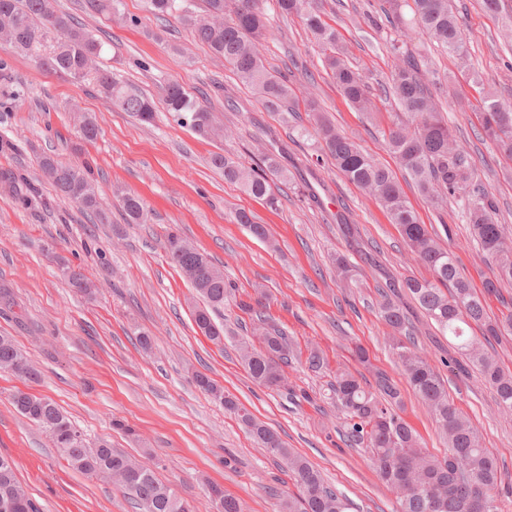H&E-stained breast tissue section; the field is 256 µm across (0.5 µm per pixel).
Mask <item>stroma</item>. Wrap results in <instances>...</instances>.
Returning <instances> with one entry per match:
<instances>
[{"instance_id": "35a3bbf8", "label": "stroma", "mask_w": 512, "mask_h": 512, "mask_svg": "<svg viewBox=\"0 0 512 512\" xmlns=\"http://www.w3.org/2000/svg\"><path fill=\"white\" fill-rule=\"evenodd\" d=\"M118 12H99L88 0H58L102 44L99 61L124 83L157 101L153 123L112 110L92 85L46 71L35 59L0 50V139L12 150L0 152V173L24 178L39 204L16 202L0 185V285L9 288V306L0 309V335L12 337L41 374L25 384L0 370V455L16 473L40 512H134L124 487L106 475L89 476L70 468L48 434L17 413L14 393L30 389L54 401L79 426L89 443L113 448L153 469L195 512H215L208 483L223 485L244 512H279L296 485L281 458L262 448L234 416L195 383L203 373L234 394L287 448L306 458L349 500V512H392L395 498L381 482L369 453L350 444L346 419L336 405V371H348L374 386L373 369L401 387L402 415L426 452L443 456L446 441L422 402L406 387L382 320L379 286L406 277L432 279L390 224L379 203L337 174L322 155L306 113L268 110L242 86L189 27L155 21L146 0H120ZM383 0H324V19L340 36L348 61L371 87L387 82L395 65L392 41L404 42L422 60L430 82L447 86L443 112L466 143L482 184L497 198L500 221L512 228V158L480 139L476 108L482 88H493L512 105V42L501 32L512 0L499 13L481 0H452L471 58L460 69L454 58L434 47L420 26L374 28L364 22L379 14ZM269 19L261 54L272 70L289 73L299 96L317 97L337 126L375 160L393 165L383 133L397 112L388 99L373 97L371 113L354 110L325 73L320 48L297 17H282L264 0ZM312 80H304L303 72ZM179 81L208 105L228 129L221 139L197 135L162 105V89ZM95 118L100 135L83 145L74 112ZM285 150L280 163L288 184L277 209L225 181L210 164L213 153L230 155L248 167L260 164L271 142ZM75 163L94 161L101 202L111 214L93 223L80 207L39 180L42 154ZM313 162L328 188L323 207L309 205L299 172ZM138 195L148 211L144 224L126 223L115 189ZM407 197L424 224L433 226L474 287L491 277L489 260L471 240L455 202L432 208L412 187ZM252 212L267 239L237 224V211ZM357 224L371 260L351 255L352 278L339 280L332 260L347 246L337 213ZM178 227L194 247L211 257L235 289L214 319L228 335L215 345L197 329L192 311L200 299L169 265L165 235ZM81 266L96 285L92 297L67 288L62 263ZM265 293L270 323L284 328L293 353L281 387L252 381L237 351L250 322L240 305ZM406 308L417 348L429 356L449 399L478 428L483 445L501 471L498 504L512 512V415L499 411L493 391L477 371L449 369L450 337L442 335L414 303ZM148 333L150 349L138 337ZM366 349L371 368L353 357ZM323 352L326 372L308 370L310 350Z\"/></svg>"}]
</instances>
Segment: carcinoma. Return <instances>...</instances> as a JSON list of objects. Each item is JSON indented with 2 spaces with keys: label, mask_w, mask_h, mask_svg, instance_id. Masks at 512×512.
Instances as JSON below:
<instances>
[{
  "label": "carcinoma",
  "mask_w": 512,
  "mask_h": 512,
  "mask_svg": "<svg viewBox=\"0 0 512 512\" xmlns=\"http://www.w3.org/2000/svg\"><path fill=\"white\" fill-rule=\"evenodd\" d=\"M203 2L202 13L194 14L183 9L177 0H147L150 13L157 19L172 17L189 26L195 39L222 57L240 83L254 90L267 109L274 112L285 107L293 109L298 101L290 80L270 71L260 56L259 43L267 28L262 0ZM275 6L282 16L294 15L303 20L322 49L326 73L346 101L357 111H369L372 88L342 58L338 33L321 19L322 0H275ZM405 6L411 9L413 20L430 41L462 63L469 62L460 18L449 8L448 0H386L384 18L391 23L403 20ZM48 44L50 51L41 57L45 70L87 81L112 108L128 112L143 122L153 119L155 108L148 97L120 81L112 70L94 65L102 50L100 41L70 13L61 10L56 0H0L1 49L29 54ZM391 50L397 63L387 90L409 121L389 130L386 148L432 206L439 207L449 199L460 205L473 239L495 267L493 277L483 284V292H477L461 275L452 250L442 247L437 234L421 223L392 170L377 163L355 141L337 130L317 100L305 98V111L336 171L380 203L418 262L433 273L431 281L409 278L399 287L442 334L454 339L455 355L449 357L448 364L459 367L460 360H465L494 391L499 409L512 411V372L504 370L477 337L466 334L474 325L483 328L485 338L512 334V310L492 319L487 314L485 300L499 293L501 283L512 282V240L507 239L505 226L498 222L496 198L478 179L466 144L448 126L434 94L419 75L416 61L402 44L392 43ZM163 101L168 111L187 114L189 125L199 135L224 136V127L216 124L212 111L192 100L179 82L170 81L164 86ZM479 115L484 138L493 141L511 158L512 106L487 94L481 100ZM79 131L87 143L95 141L100 134L95 120L86 115ZM211 163L224 172V180L239 185L245 193L271 207L277 206L278 186L256 168H247L222 153L214 154ZM38 168L41 177L62 197L94 214L99 223H109L88 164L63 163L45 154L39 158ZM0 180L15 200L23 205L32 203L27 184L13 175L2 174ZM121 208L127 223H147V211L138 196L122 195ZM235 220L246 225L253 235L266 237L265 226L256 223L251 214L239 211ZM336 221L349 247L358 252L354 247L356 225L349 223L343 214L336 215ZM165 250L169 263L204 300V305L194 310L198 330L209 340L222 343L224 328L214 321L212 313L224 305L231 289L224 272L207 254L173 231L167 235ZM63 270L68 287L84 295L93 294L94 284L81 267L66 264ZM379 295L380 315L398 333L395 349L401 375L428 408L446 439L448 453L439 459L423 450L416 432L400 414L399 387L381 371L375 373L372 390L350 373L336 374L332 389L336 405L346 416L348 441L368 449L371 465L396 496L395 512H469V503L477 494L485 496L488 512H500L496 495L500 482L498 465L483 448L481 433L449 400L448 391L429 358L413 348L406 308L385 290ZM241 307L251 316L253 337L258 340L256 346L246 341L240 343L241 361L254 382L272 389L278 379L284 378L290 339L285 331L269 325L262 300L243 303ZM2 369L28 382L39 381L32 362L8 336H0ZM196 383L249 428L269 454L288 461L298 496L283 502L280 512H348L345 496L327 485L305 458L290 452L275 430L258 422L236 397L224 395V388L208 376L196 375ZM13 404L22 416L54 435L73 469L88 475L133 473L125 488L138 512H190L149 467L115 452L106 442L88 447L81 431L52 401L19 391L13 397ZM1 497L20 504L17 512H28L32 504L16 476L14 463L3 456H0Z\"/></svg>",
  "instance_id": "cac0c4a2"
}]
</instances>
